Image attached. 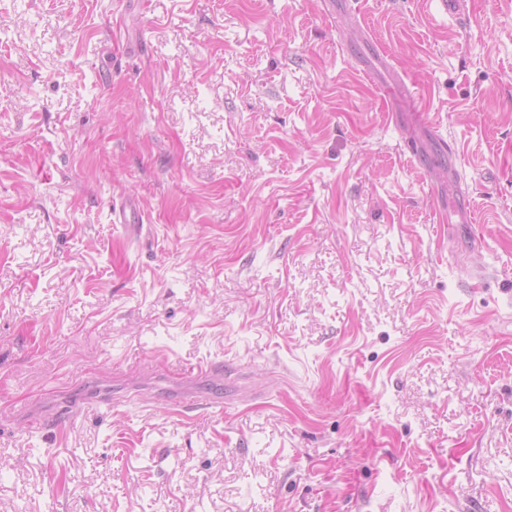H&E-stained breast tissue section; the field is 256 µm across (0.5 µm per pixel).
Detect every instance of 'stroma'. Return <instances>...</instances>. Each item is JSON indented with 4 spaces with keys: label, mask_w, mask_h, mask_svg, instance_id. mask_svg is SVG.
I'll list each match as a JSON object with an SVG mask.
<instances>
[{
    "label": "stroma",
    "mask_w": 512,
    "mask_h": 512,
    "mask_svg": "<svg viewBox=\"0 0 512 512\" xmlns=\"http://www.w3.org/2000/svg\"><path fill=\"white\" fill-rule=\"evenodd\" d=\"M359 7L0 0V512L512 505V0ZM199 376H203L213 381L214 383L221 384L224 381L223 365L221 363H211L198 370L195 375H186L181 377L179 388L176 390L175 395L172 397L171 405L179 408L184 412L192 408L211 409L216 407H223L224 400L222 397L215 395L213 392L190 393L188 391L192 386V382Z\"/></svg>",
    "instance_id": "stroma-1"
}]
</instances>
